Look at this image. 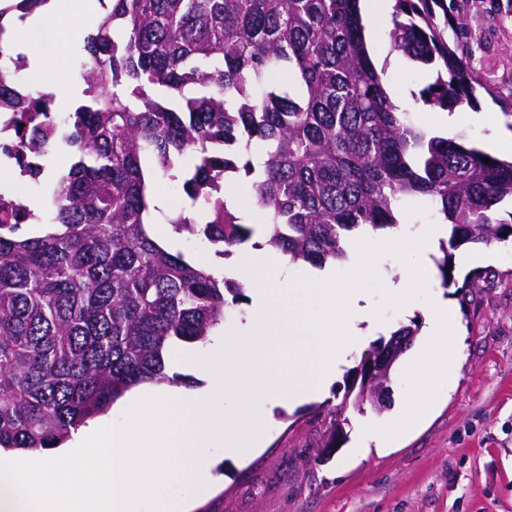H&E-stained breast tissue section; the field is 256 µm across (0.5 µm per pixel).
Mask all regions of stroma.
<instances>
[{"mask_svg":"<svg viewBox=\"0 0 512 512\" xmlns=\"http://www.w3.org/2000/svg\"><path fill=\"white\" fill-rule=\"evenodd\" d=\"M86 0H52V7L20 39L35 60L68 76L83 90L80 64L90 33L78 20ZM472 18L466 59L486 80L476 102L458 109L451 135L486 148L492 129L512 119V0H459ZM75 21L62 25L63 15ZM371 58L400 111L422 109L426 72L393 49L387 34ZM483 113L482 122L470 119ZM477 267L484 276L467 297L455 288L427 285L415 307L386 309L383 332L360 337L341 374L317 400L276 410L261 434L260 448L242 460H221L222 482L180 488L190 512H512V243L483 248ZM447 299L457 324L453 376L441 382V400L399 441L370 449L359 434L364 421L385 426L390 411H357L344 397L362 353L388 341L391 332L424 322L428 301ZM345 418L346 435L324 455L334 416Z\"/></svg>","mask_w":512,"mask_h":512,"instance_id":"stroma-1","label":"stroma"}]
</instances>
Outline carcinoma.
Here are the masks:
<instances>
[{"instance_id": "obj_1", "label": "carcinoma", "mask_w": 512, "mask_h": 512, "mask_svg": "<svg viewBox=\"0 0 512 512\" xmlns=\"http://www.w3.org/2000/svg\"><path fill=\"white\" fill-rule=\"evenodd\" d=\"M49 2L0 0V50L13 19ZM109 2L86 40L87 100L63 121L36 75L16 80L24 57L0 72V115L17 124L4 151L44 197L39 214L0 193V451L55 448L129 388L168 379L171 348L205 342L244 300L242 283L151 228L160 178L185 194L169 224L226 254L252 234L221 200L241 171L267 246L293 264L343 261L356 230L397 228L415 205L448 223L435 260L444 288L453 251L512 239L495 214L512 198V162L399 111L360 0ZM447 27L445 0H396L393 47L442 63L421 92L429 110L469 102L482 83ZM55 151L75 161L41 183Z\"/></svg>"}]
</instances>
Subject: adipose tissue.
<instances>
[{
  "mask_svg": "<svg viewBox=\"0 0 512 512\" xmlns=\"http://www.w3.org/2000/svg\"><path fill=\"white\" fill-rule=\"evenodd\" d=\"M453 324L446 302H431L426 312L425 340L410 354V368L423 379L419 383L412 403L404 405L382 429L365 427L363 434L378 446L384 447L403 437L439 400L436 380L447 379L456 365L451 356L455 343L452 339Z\"/></svg>",
  "mask_w": 512,
  "mask_h": 512,
  "instance_id": "ef3b65f1",
  "label": "adipose tissue"
}]
</instances>
